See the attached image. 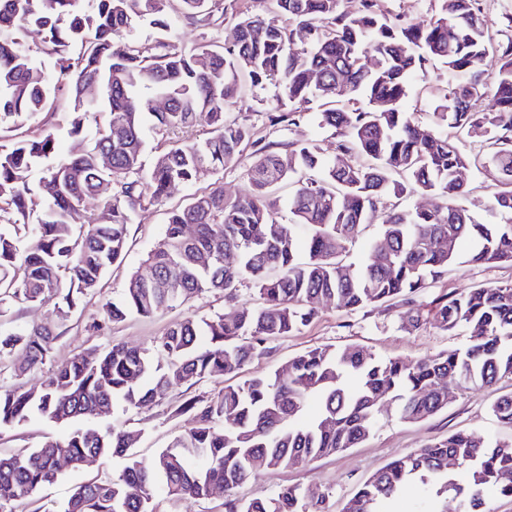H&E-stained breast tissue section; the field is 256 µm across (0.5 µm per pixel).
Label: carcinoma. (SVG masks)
<instances>
[{
    "mask_svg": "<svg viewBox=\"0 0 512 512\" xmlns=\"http://www.w3.org/2000/svg\"><path fill=\"white\" fill-rule=\"evenodd\" d=\"M383 2L358 0L346 13L339 0H270L266 15L239 13L227 46L214 35L224 23L219 0H0V317L14 303L46 302L57 317L54 325L0 324V366L18 357L11 366L17 377L43 366L59 327L125 254L133 215L190 184L201 168L237 162L248 144L246 191L228 197L218 183L168 211L162 240L130 276L122 301L103 304L100 316L105 323L133 313L150 318L244 280L261 299L201 322L185 318L150 349L114 344L77 353L37 389L0 386V430L35 415L69 426L61 440L0 454V512L55 482L58 460L79 466L91 455L122 457L124 468L75 486L57 510L44 512H155L159 490L203 499L217 487L224 512H321L322 499L311 505L296 487L250 501L231 491L263 470L355 447L386 404H397L408 422L435 415L450 402L446 377L474 386L512 377V285H478L407 315L409 323L426 316L448 332L470 330L467 348L406 364L358 345L314 347L269 376L184 400L176 413L190 414L191 428L150 461L136 455L137 436L119 425H82L86 417L119 418L157 403L187 382L237 372L265 355L268 342L306 325L317 301L352 310L426 288L457 263L460 239L472 243V263H512V33L487 26L482 0H433L438 8L426 23L392 20ZM173 12L202 29L190 49L124 38L143 19L171 27ZM29 26L43 32L42 53L68 86L69 134L85 142L77 153L57 154L49 121L57 83L23 45ZM490 53L500 66L488 80L482 61ZM432 60L450 80L435 107L437 123L424 126L402 103L409 74ZM245 82L279 90L267 113L272 125L297 124L286 101L321 103L336 155L355 161L339 166L310 145L280 152L258 144L252 127L225 115ZM158 97L167 111L153 107ZM359 97L375 108L351 106ZM196 126L206 128L204 139L194 136ZM148 130L165 148L146 169ZM464 139L490 150L499 187L492 209L507 215L502 224L477 221L461 203L467 190L455 173L480 160L460 148ZM283 183L291 186L290 224L277 220ZM412 191L436 194L443 205L413 211L388 203ZM88 200L97 204V220L79 225ZM378 215L380 239L362 262L347 261V244ZM186 224L195 226L189 239ZM227 252L236 255L231 268ZM312 398L320 410L305 422ZM492 412L512 428V392ZM460 469L469 476L465 485ZM412 480L433 488L438 512H485L486 490L512 495V441L451 434L373 473L341 512H383L380 505Z\"/></svg>",
    "mask_w": 512,
    "mask_h": 512,
    "instance_id": "cac0c4a2",
    "label": "carcinoma"
}]
</instances>
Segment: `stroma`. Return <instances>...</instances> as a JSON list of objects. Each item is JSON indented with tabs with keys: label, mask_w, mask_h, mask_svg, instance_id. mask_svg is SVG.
<instances>
[{
	"label": "stroma",
	"mask_w": 512,
	"mask_h": 512,
	"mask_svg": "<svg viewBox=\"0 0 512 512\" xmlns=\"http://www.w3.org/2000/svg\"><path fill=\"white\" fill-rule=\"evenodd\" d=\"M427 69V74L410 75L412 91L403 108L413 113L416 121L431 125L435 122V103L447 86V71L436 60L431 61ZM275 94L276 89L270 84L244 87L233 100L228 116L252 126L256 138L272 144L275 149H286L292 143H312L324 156L335 157L336 135L333 130L319 126L316 103L301 105L297 124L270 125L266 111ZM250 162L251 153L246 150L237 164L221 170L202 168L191 186L177 187L165 204L134 216L128 226L123 260L108 269L100 288L88 295L67 321L55 346L52 364H60L72 354L112 343L149 348L164 336L171 325L185 318L200 321L242 306L259 304L260 298L252 284L244 282L239 284L231 300L223 292H207L151 318L133 314L120 323L102 328L96 325L101 304L122 299L129 277L141 268L148 253L162 239L169 208L186 204L191 194L208 190L218 181L223 183L226 195L243 192L247 187L246 170ZM463 179L469 190L463 200L464 205L479 221L494 222L491 204L496 186L492 177L485 168L471 165L464 169ZM469 251V242H461L459 253L464 257L463 262L418 293L355 310L341 309L325 301L316 302L315 314L306 326L272 341L267 355L244 365L239 371L240 377L271 374L288 359L323 345L335 348L360 345L380 358L407 363L467 347L472 341L469 330L444 331L426 318L412 326L406 322L405 315L417 308L430 309L434 300L444 294H463L480 284H512L511 263L472 264L465 260ZM231 381V376L227 375L191 386L185 384L169 390L163 402L130 410L125 416V426L139 434L135 446L138 457L151 459L190 427V417L175 412L181 402L194 396H213ZM448 386L453 400L447 409L425 420L410 423L400 419L396 406H388L379 415L370 436L358 446L319 458L303 467L263 471L235 488V496L244 500L264 499L283 487L296 486L309 495L324 494L325 512H340L343 502L365 478L430 441L456 432L477 434L489 442L512 438V431L500 427L491 412L497 397L512 391V379H501L490 387H474L452 379ZM67 432V426L35 418L21 427L0 432V451L32 448L44 441L62 438ZM122 468L123 461L119 458H100L77 468L63 465L57 482L42 488L36 496L16 501L13 512H34L39 504L56 507L64 502L75 484L95 477L118 475Z\"/></svg>",
	"instance_id": "obj_1"
}]
</instances>
